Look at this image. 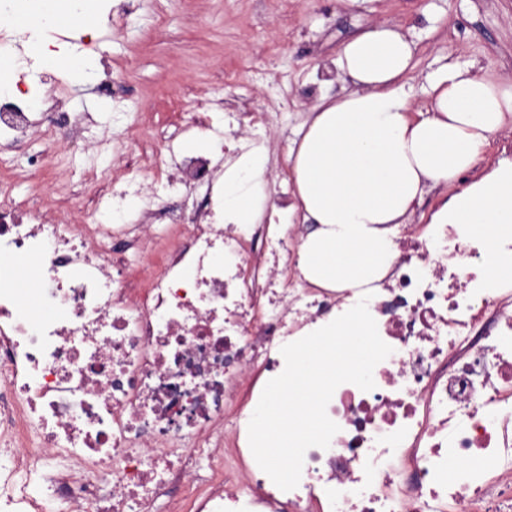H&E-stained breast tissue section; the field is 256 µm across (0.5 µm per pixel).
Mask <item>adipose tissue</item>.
<instances>
[{
    "instance_id": "obj_1",
    "label": "adipose tissue",
    "mask_w": 512,
    "mask_h": 512,
    "mask_svg": "<svg viewBox=\"0 0 512 512\" xmlns=\"http://www.w3.org/2000/svg\"><path fill=\"white\" fill-rule=\"evenodd\" d=\"M95 9L94 0H63L35 15L29 0H9L0 21L86 24ZM413 57L407 35L386 24L343 44L333 66L352 88L321 98L289 153L296 208L313 227L300 247V265L319 286L351 288L380 278L393 255L391 225L404 223L425 195L471 170L490 137L512 118V85L456 65L428 77L432 107L410 118ZM265 171L260 153L243 155L225 170V223L261 219ZM431 221L462 225L488 249V274L512 278V262L492 252L512 235V161H498L444 199Z\"/></svg>"
}]
</instances>
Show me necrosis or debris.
<instances>
[{
    "label": "necrosis or debris",
    "instance_id": "obj_1",
    "mask_svg": "<svg viewBox=\"0 0 512 512\" xmlns=\"http://www.w3.org/2000/svg\"><path fill=\"white\" fill-rule=\"evenodd\" d=\"M30 101L0 100V139L22 145ZM224 157L128 160L143 213L162 224H62L34 208L42 155L0 172V512H512V286L481 243L446 224H400L369 289L322 288L299 268L287 216L223 225ZM38 252L32 318L10 268ZM367 299L391 354L375 387H337L329 448H309L280 490L249 446L250 408L284 345ZM207 463L208 475L198 473Z\"/></svg>",
    "mask_w": 512,
    "mask_h": 512
}]
</instances>
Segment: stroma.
Returning a JSON list of instances; mask_svg holds the SVG:
<instances>
[{
    "label": "stroma",
    "instance_id": "stroma-1",
    "mask_svg": "<svg viewBox=\"0 0 512 512\" xmlns=\"http://www.w3.org/2000/svg\"><path fill=\"white\" fill-rule=\"evenodd\" d=\"M99 22L56 29H14L11 52L30 44L60 52L77 50L109 75L111 97L96 82L84 83L65 69L41 74L43 94L66 89V108L84 116L78 147L46 182L80 188L90 161H107L121 174L123 157L136 149L142 165L157 158L156 141L140 145L111 136L112 104L140 126L161 128L201 98H221L223 110L267 112L272 119L265 148L271 200L293 193L288 153L296 126L275 119L273 91L284 88L300 121L322 97L344 90L327 71L340 45L367 27H400L414 43L409 75L413 106L431 107L423 86L446 65H476L487 80L512 84V0H98Z\"/></svg>",
    "mask_w": 512,
    "mask_h": 512
}]
</instances>
